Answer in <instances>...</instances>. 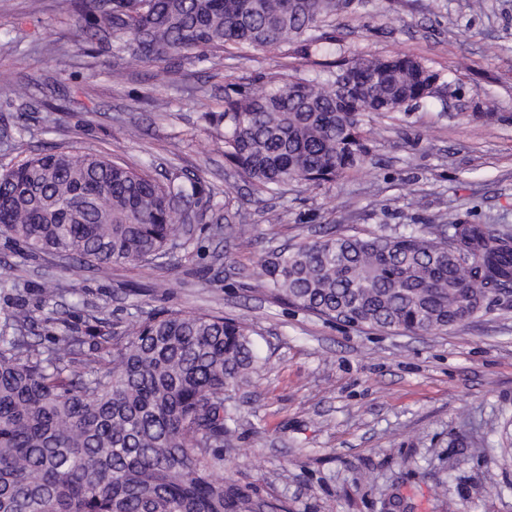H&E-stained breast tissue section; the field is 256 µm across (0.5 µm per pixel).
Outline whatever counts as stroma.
<instances>
[{
	"label": "stroma",
	"instance_id": "35a3bbf8",
	"mask_svg": "<svg viewBox=\"0 0 512 512\" xmlns=\"http://www.w3.org/2000/svg\"><path fill=\"white\" fill-rule=\"evenodd\" d=\"M74 19L66 0H0V170L39 152L101 154L197 179L206 217L157 268L68 272L0 243V269L35 311L32 338L57 332L40 307L47 283L86 335L167 311L240 321L262 364L233 403L224 475L287 512H512V293L421 335L330 322L253 289L265 251L330 231L451 218L512 230V0H350L329 58L413 56L440 73L439 92L364 123L360 168L276 197L225 167L216 118L232 87L313 77L318 55L293 42L130 64L77 38Z\"/></svg>",
	"mask_w": 512,
	"mask_h": 512
}]
</instances>
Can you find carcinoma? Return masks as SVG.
<instances>
[{
    "label": "carcinoma",
    "instance_id": "cac0c4a2",
    "mask_svg": "<svg viewBox=\"0 0 512 512\" xmlns=\"http://www.w3.org/2000/svg\"><path fill=\"white\" fill-rule=\"evenodd\" d=\"M77 34L136 62L224 46L279 48L348 0H70ZM440 74L410 56L341 57L334 69L224 97V158L260 193L335 182L367 154L365 116L434 96ZM195 184L163 180L79 150L34 154L0 172V236L21 258L97 267L147 265L184 244ZM260 291L328 320L440 333L512 292V233L494 224L411 225L334 234L265 252ZM0 328V512H284L216 476L234 419L225 403L261 358L247 328L206 313L136 320L83 337L67 319L52 345L30 341L34 316L16 279Z\"/></svg>",
    "mask_w": 512,
    "mask_h": 512
}]
</instances>
